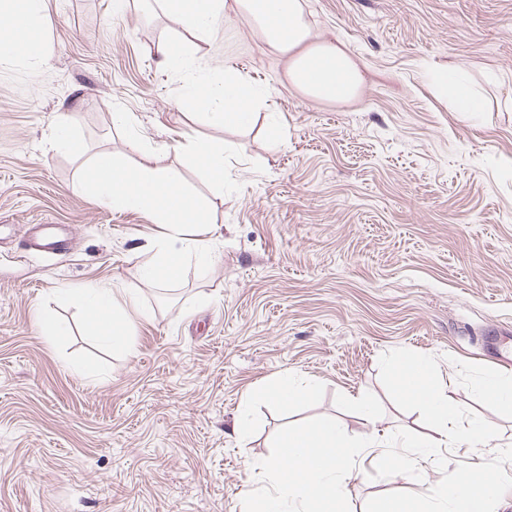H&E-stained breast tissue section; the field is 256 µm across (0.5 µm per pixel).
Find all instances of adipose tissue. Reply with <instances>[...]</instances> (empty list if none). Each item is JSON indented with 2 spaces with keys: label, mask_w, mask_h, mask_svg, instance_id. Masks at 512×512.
I'll use <instances>...</instances> for the list:
<instances>
[{
  "label": "adipose tissue",
  "mask_w": 512,
  "mask_h": 512,
  "mask_svg": "<svg viewBox=\"0 0 512 512\" xmlns=\"http://www.w3.org/2000/svg\"><path fill=\"white\" fill-rule=\"evenodd\" d=\"M164 11L176 18L196 39L206 38L213 20L222 13L244 16L257 26L272 49L288 59V78L305 96L331 102L355 98L365 75L343 43L335 39L312 42L301 0H162ZM45 0H0V63L42 64L49 60L46 41L30 42V32L45 33ZM263 94L235 73L212 74L185 84V104L215 126L244 127L251 123ZM127 147L140 155L135 165L112 153L97 155L83 170L85 189L117 210L149 214L160 233L153 254L141 270L152 282L175 278L186 257L201 263L216 256L219 235L208 218V208L174 173L152 163L150 149L137 138ZM175 148L223 184L228 161L223 142L184 137ZM77 294L85 309L87 333L115 349L132 350L130 313L137 308L132 292L87 284ZM400 397L429 416L434 426L421 438L390 441L374 431V408L355 397L371 430L350 439L335 419L289 428L276 443L275 457L257 462L272 485L271 492L252 497L251 512H345L349 481L356 465L368 463L389 474L414 458L444 462L451 443H483L492 428L483 421L458 427L459 410L431 359L403 356L390 366ZM495 485L482 474H463L452 486L440 485L427 494H395L379 498L372 512H488Z\"/></svg>",
  "instance_id": "ef3b65f1"
}]
</instances>
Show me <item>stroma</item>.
I'll return each mask as SVG.
<instances>
[{
	"label": "stroma",
	"mask_w": 512,
	"mask_h": 512,
	"mask_svg": "<svg viewBox=\"0 0 512 512\" xmlns=\"http://www.w3.org/2000/svg\"><path fill=\"white\" fill-rule=\"evenodd\" d=\"M302 5L313 38L339 39L362 67L355 99L305 97L285 56L232 14L191 67L164 63L158 44L186 32L161 0H46L49 63L0 64V512H246L263 487L250 463L290 424L336 417L350 438L366 432L350 394L376 403L381 431L429 427L395 395L401 355L430 357L462 420L497 437L450 448L444 467L355 468L348 512L469 471L498 483L492 512H512V410L476 390L512 377L481 351L496 326L512 353V0ZM227 69L268 96L250 127L212 126L182 102L187 79ZM437 74L473 85L483 111H454ZM116 111L129 127L113 126ZM59 123L76 150H49ZM182 133L231 145L223 200L174 151ZM132 135L211 199L220 227L216 261L189 260L165 286L139 275L152 217L80 183L88 159ZM36 224L67 250H26ZM93 282L131 289L148 312L132 352L87 336L81 302L60 294ZM43 315L63 335H43ZM286 370L314 381L307 398L246 403Z\"/></svg>",
	"instance_id": "stroma-1"
}]
</instances>
